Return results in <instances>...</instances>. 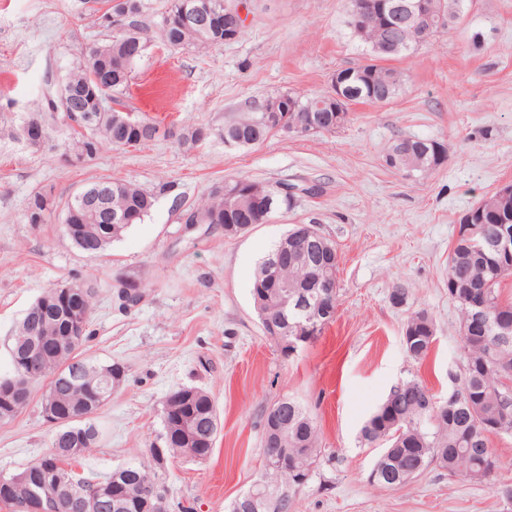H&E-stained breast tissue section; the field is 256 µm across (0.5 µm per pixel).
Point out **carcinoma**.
<instances>
[{
  "label": "carcinoma",
  "instance_id": "carcinoma-1",
  "mask_svg": "<svg viewBox=\"0 0 512 512\" xmlns=\"http://www.w3.org/2000/svg\"><path fill=\"white\" fill-rule=\"evenodd\" d=\"M186 0H169L165 15L156 27H151L144 14L143 0H133L136 16L133 34L140 40V52H126L127 36L118 34L108 43L94 45L81 52L78 62L68 69L59 90L68 92L66 98L56 96L45 101L44 111L50 119L68 129L72 145L87 139L95 142V151L88 153L83 162L94 159L103 149L112 146H129L146 140L147 131L158 129L159 124L133 113L118 112L126 124L118 129L112 126L109 104L126 106L123 92L128 85L132 68L147 49V33L155 29V37L165 46L180 49L194 46L211 49L224 45V18L219 13L235 5V0H207L216 13L219 25L200 33H186L169 22L177 15ZM459 0H430L428 11L442 23L429 31L424 38L416 35L417 27L426 23L416 18L410 25H388L375 17L368 21L364 32L351 30L353 38L364 44L371 62L347 68L353 73L350 83L352 101L383 105L393 101L402 91L404 78L400 71L384 65V62L407 55L418 46L431 45L437 34L448 28V19H458L454 5ZM317 98H301L291 93L271 96L262 107L248 112L224 125V135L241 139L239 147L248 148L264 141L272 129L264 121L262 108L282 106L288 115V131L300 132L299 126L315 111ZM411 153L403 160L401 169L406 171H430L443 166L446 161L444 146L437 140L411 138ZM283 183L266 184L254 180L239 179L217 186L183 215L185 224H225V213H230L232 222L265 224L271 214L264 213L265 201L292 205L297 193L282 191ZM153 194L129 181L110 182L108 200L98 196L89 197L82 213L81 224L88 227L80 242L73 245L85 255L95 258L131 228L144 221L154 207ZM125 210L136 215L133 224L112 228L102 219L104 207ZM472 218L466 225L475 227V237L494 239L502 227L512 229V192L507 187L497 190L489 198L471 209ZM312 224H296L287 231L288 247H303L304 235L316 232ZM466 233H461L458 242L448 254V295L457 303L460 333L465 354L461 388L446 400L450 414L440 421L434 413L431 400L434 395L421 381L405 380L390 389L386 399L373 416L381 422L387 414L395 416L394 427L378 436L369 430L364 434V444H378L383 451L378 460L376 480L403 487L434 464L448 475L468 479L475 483H488L498 495L512 501V483H495L494 475L498 459L490 448L489 434L512 437V386L505 380L512 379V331L503 335L501 327L512 326V298L503 296L501 285L512 279V264L505 267L489 248L476 249L465 245ZM325 271L290 263L280 270L281 280L288 283V292H303L313 300L323 299L320 277ZM92 292L88 288H72L68 295L63 289L51 287L33 304L31 326L25 328L20 322L12 336L10 350L11 372L0 377V388L15 391L32 387L24 375L23 350L31 341L48 354L45 360L44 377L50 378L48 389L54 392L58 410L63 421L58 424L51 441V450L38 460L8 475L0 474V509L6 512H25V489L23 481L31 469H45L57 460V449L71 447V435L85 433L86 438L74 447V456L66 460L71 475L84 480L87 490L93 491L104 485L106 499L99 512H145V501L130 500L124 510L113 505L112 494L118 491L114 473L94 481L75 470V465L84 458L99 441L100 430L96 418L112 394L117 378L123 376L122 368L106 380V391L93 383L97 371L111 367L109 363L78 357L77 351L83 341H73L68 330L73 319H78L86 329L92 310ZM483 304L488 309L483 325L477 331L467 326L475 305ZM436 332L432 317L425 311L412 313L404 324L408 338L406 351L416 360H425L431 348V336ZM186 388H179L168 395L166 403L175 418L167 424L171 448H184L186 444L176 439L183 432L180 420L187 419L191 430V441L200 449L197 458L208 457L213 450L218 433L215 422L219 421L216 406L211 396L201 388L196 389L197 398L183 399ZM293 433L304 438L306 452L299 454L294 464L284 473L274 468L265 469V482L274 492L288 490V504H293L294 495L312 479L313 464L321 454V438L317 424L303 406L290 421ZM140 482L153 484L166 481V472L158 467L152 451L138 463L124 465ZM43 512H77L70 499L60 490L48 487L44 491Z\"/></svg>",
  "mask_w": 512,
  "mask_h": 512
}]
</instances>
